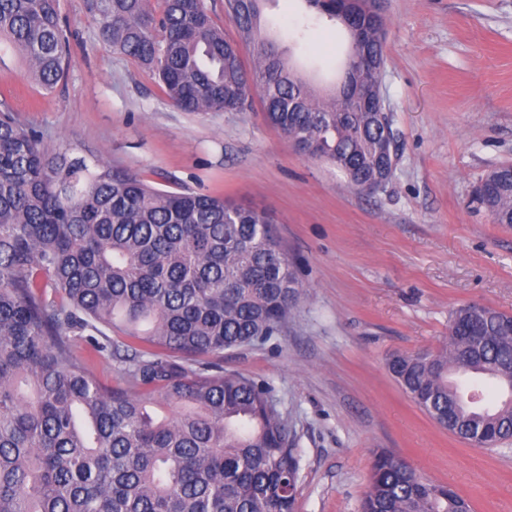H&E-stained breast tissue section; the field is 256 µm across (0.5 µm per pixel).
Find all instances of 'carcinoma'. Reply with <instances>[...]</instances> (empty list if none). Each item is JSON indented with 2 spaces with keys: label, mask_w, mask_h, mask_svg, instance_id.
I'll list each match as a JSON object with an SVG mask.
<instances>
[{
  "label": "carcinoma",
  "mask_w": 512,
  "mask_h": 512,
  "mask_svg": "<svg viewBox=\"0 0 512 512\" xmlns=\"http://www.w3.org/2000/svg\"><path fill=\"white\" fill-rule=\"evenodd\" d=\"M265 0H224L239 41L205 0H90L103 38L156 69L185 112H246L297 152L363 191L396 148L385 107L369 100L384 62L382 0H356L340 82L322 93L276 42L260 37ZM342 23L345 5L304 0ZM45 89L64 76L60 0H0V41ZM252 47L242 65L238 42ZM475 200L512 225V165ZM263 211L222 196L155 189L95 160L49 150L0 111V512H295L300 456L270 388L211 360L278 335L303 300L293 263ZM512 316L462 305L440 351L396 354L390 373L438 425L492 449L512 439ZM122 335L114 340L105 333ZM115 362L103 384L91 359ZM492 381L493 406L454 378ZM361 512H471L453 486L374 455Z\"/></svg>",
  "instance_id": "cac0c4a2"
}]
</instances>
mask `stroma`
<instances>
[{
	"instance_id": "stroma-1",
	"label": "stroma",
	"mask_w": 512,
	"mask_h": 512,
	"mask_svg": "<svg viewBox=\"0 0 512 512\" xmlns=\"http://www.w3.org/2000/svg\"><path fill=\"white\" fill-rule=\"evenodd\" d=\"M76 37L50 90L0 47V93L50 150L99 159L167 192L196 191L266 211L305 298L284 331L224 353L225 372L269 385L301 461L296 512H360L373 455L393 453L467 497L512 512V441L464 443L403 393L392 354L437 351L460 305L512 314V226L472 200L512 163V0H384L382 92L399 161L385 187L347 188L296 153L264 118L183 112L155 73L98 37L85 0H60ZM262 27L320 89L349 37L303 0H266Z\"/></svg>"
}]
</instances>
